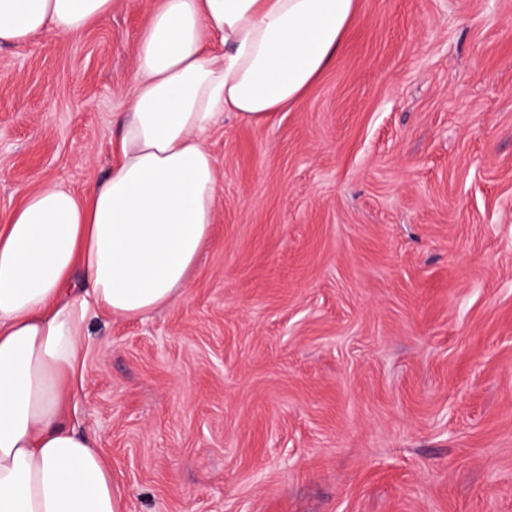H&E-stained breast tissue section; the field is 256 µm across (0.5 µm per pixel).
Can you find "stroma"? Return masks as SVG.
Here are the masks:
<instances>
[{
	"mask_svg": "<svg viewBox=\"0 0 512 512\" xmlns=\"http://www.w3.org/2000/svg\"><path fill=\"white\" fill-rule=\"evenodd\" d=\"M159 4L0 46V220L104 176ZM207 144L197 273L84 350L124 512H512V0H358L298 104Z\"/></svg>",
	"mask_w": 512,
	"mask_h": 512,
	"instance_id": "1",
	"label": "stroma"
}]
</instances>
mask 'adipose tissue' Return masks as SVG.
I'll list each match as a JSON object with an SVG mask.
<instances>
[{
    "label": "adipose tissue",
    "mask_w": 512,
    "mask_h": 512,
    "mask_svg": "<svg viewBox=\"0 0 512 512\" xmlns=\"http://www.w3.org/2000/svg\"><path fill=\"white\" fill-rule=\"evenodd\" d=\"M356 0H162L137 46L118 158L77 195L29 194L0 227V512H124L97 440L67 422L106 313L177 301L221 190L207 145L226 112L298 103L338 56ZM112 0H0V45L81 35Z\"/></svg>",
    "instance_id": "obj_1"
}]
</instances>
